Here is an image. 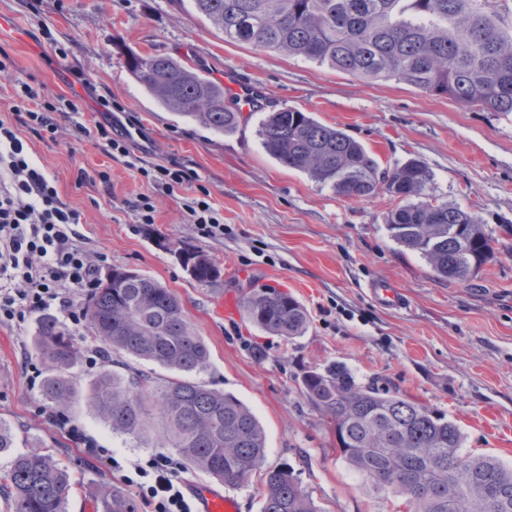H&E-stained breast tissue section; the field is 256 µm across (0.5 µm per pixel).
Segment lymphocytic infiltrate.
<instances>
[{"label": "lymphocytic infiltrate", "instance_id": "f902f5d3", "mask_svg": "<svg viewBox=\"0 0 512 512\" xmlns=\"http://www.w3.org/2000/svg\"><path fill=\"white\" fill-rule=\"evenodd\" d=\"M19 97L26 105L19 124L0 119V324L21 326L31 314L52 312L78 330L85 326L86 312L76 296L96 286L95 267L77 229L80 213L61 200L54 178L36 164L20 134L26 128L38 136L56 135L61 129L56 114L77 111L78 105L62 96L40 98L27 84ZM100 105L104 120L84 129V136L101 140L113 159L134 158L132 137L111 102L104 99ZM183 208L202 234L223 235V219L207 189L198 188ZM105 463L123 471L125 485L152 512H193L169 458L159 455L144 464L110 456Z\"/></svg>", "mask_w": 512, "mask_h": 512}]
</instances>
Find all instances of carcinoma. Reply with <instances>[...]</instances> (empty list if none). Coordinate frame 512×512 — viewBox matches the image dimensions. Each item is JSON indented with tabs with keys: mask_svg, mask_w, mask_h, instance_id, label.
I'll return each instance as SVG.
<instances>
[{
	"mask_svg": "<svg viewBox=\"0 0 512 512\" xmlns=\"http://www.w3.org/2000/svg\"><path fill=\"white\" fill-rule=\"evenodd\" d=\"M195 10L227 41L301 57L358 77L407 83L464 106L512 113V23L493 0H193ZM126 68L157 104L216 134L236 132L241 113L224 85L180 58L130 54ZM259 137L265 152L349 198L379 186L400 205L386 217L398 245L419 253L437 276L466 280L494 256L491 236L471 213L428 192L431 173L418 160L380 170L374 153L342 130L295 108L271 112ZM187 274L200 284L222 277L205 252L180 247ZM86 302L90 341L106 352L89 380L91 405L112 432L139 436L159 429L192 469L239 488L264 466L266 434L236 397L191 379L209 365V351L180 299L159 281L112 269ZM248 319L285 339L309 326L305 307L288 293L255 289L243 301ZM33 345L46 376L42 398L58 415L75 397L73 370L83 356L52 314L38 323ZM127 355L172 372L161 376L119 360ZM302 393L328 419L341 457L376 492L406 497L412 512H512V467L486 455L461 453L462 436L446 414L372 384L342 367L313 370ZM15 434L0 420V455L9 512H66L68 470L40 451L15 454ZM94 512H137L135 501L102 482ZM261 512H320L285 467L264 472Z\"/></svg>",
	"mask_w": 512,
	"mask_h": 512,
	"instance_id": "1",
	"label": "carcinoma"
}]
</instances>
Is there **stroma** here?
I'll return each mask as SVG.
<instances>
[{
    "label": "stroma",
    "instance_id": "35a3bbf8",
    "mask_svg": "<svg viewBox=\"0 0 512 512\" xmlns=\"http://www.w3.org/2000/svg\"><path fill=\"white\" fill-rule=\"evenodd\" d=\"M0 50L11 59L0 77V119L15 121V92L24 83L50 99L81 94L79 114L63 121L56 139L31 134L27 141L61 198L80 212L78 230L98 270H134L177 295L210 352L202 381L252 410L266 433L267 466H290L322 512H408V505L369 489L345 463L334 432L301 391L303 375L315 369L341 366L359 383L443 411L462 433L463 454L512 466V114L225 41L191 0H0ZM132 52L176 56L213 79L232 70L263 88L261 105L244 113L236 134H215L144 94L126 68ZM102 98L135 121L141 167L175 163L196 175L224 217L223 236L203 237L188 223L182 202L193 187L168 194L76 130L99 120ZM283 108L343 129L381 167L423 162L431 194L474 213L495 240V258L469 281L437 278L418 253L390 238L389 194L346 198L265 153L259 124ZM102 171L109 183L100 182ZM143 195L155 203L154 223L138 221L134 204ZM184 246L207 253L221 279L189 278L173 254ZM380 279L402 289L405 308L371 299L367 286ZM264 287L304 305V335L286 340L243 311L225 314L228 297L240 301ZM36 326L0 324V420L12 425L17 452L49 448L65 462L67 512H93L100 481L124 483L73 441L69 427L119 459L175 452L159 449L154 428L140 438L113 433L88 400L83 363L74 370L78 395L66 422L52 420L33 382L45 372L31 342Z\"/></svg>",
    "mask_w": 512,
    "mask_h": 512
}]
</instances>
